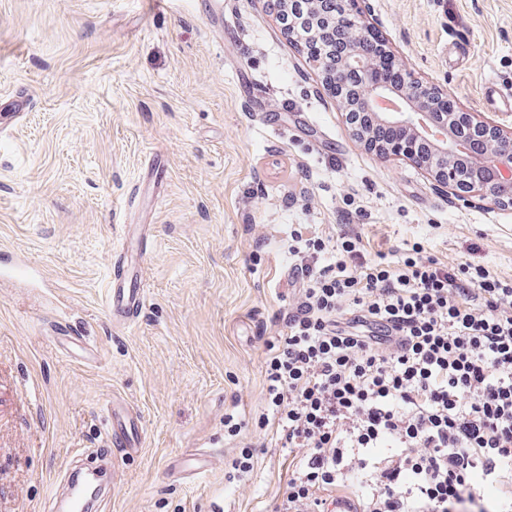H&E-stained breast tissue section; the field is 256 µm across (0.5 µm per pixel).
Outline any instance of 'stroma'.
Listing matches in <instances>:
<instances>
[{
    "mask_svg": "<svg viewBox=\"0 0 512 512\" xmlns=\"http://www.w3.org/2000/svg\"><path fill=\"white\" fill-rule=\"evenodd\" d=\"M268 3L220 0L227 41L210 0H0V95L29 103L0 124V257L34 267L0 284V512H57L116 395L139 408L145 444L119 460L97 512H272L289 460L266 420L256 326L280 330L298 237L358 235L367 261L394 270L417 245L512 280V207L360 146ZM355 16L415 79L512 127L482 96L512 79V0H355ZM129 223L148 226L152 253L138 268L146 302L119 331L104 300ZM55 323L90 336L97 358L66 357ZM250 446L254 468L238 475ZM194 453L217 463L166 477Z\"/></svg>",
    "mask_w": 512,
    "mask_h": 512,
    "instance_id": "35a3bbf8",
    "label": "stroma"
}]
</instances>
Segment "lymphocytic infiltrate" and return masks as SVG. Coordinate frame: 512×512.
<instances>
[{
  "instance_id": "obj_1",
  "label": "lymphocytic infiltrate",
  "mask_w": 512,
  "mask_h": 512,
  "mask_svg": "<svg viewBox=\"0 0 512 512\" xmlns=\"http://www.w3.org/2000/svg\"><path fill=\"white\" fill-rule=\"evenodd\" d=\"M296 301L268 340L265 395L292 469L275 512H512V282L345 240L295 249Z\"/></svg>"
}]
</instances>
